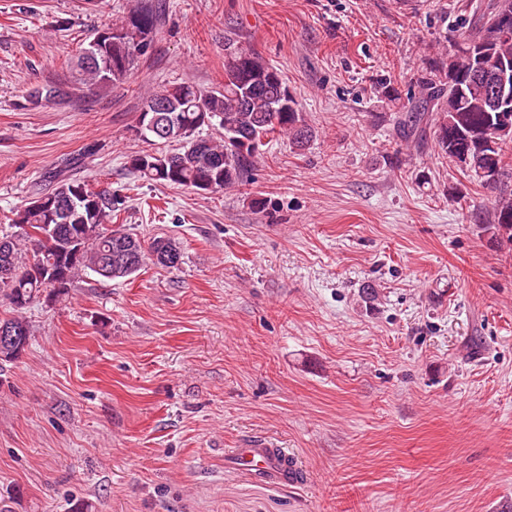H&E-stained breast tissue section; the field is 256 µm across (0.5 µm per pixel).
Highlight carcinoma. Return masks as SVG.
<instances>
[{"label": "carcinoma", "mask_w": 512, "mask_h": 512, "mask_svg": "<svg viewBox=\"0 0 512 512\" xmlns=\"http://www.w3.org/2000/svg\"><path fill=\"white\" fill-rule=\"evenodd\" d=\"M475 20L465 27L448 59L429 62V77L420 84V97L399 120L407 132L418 137L434 126L441 152L455 161L467 154V176L482 185V171L490 169L497 179L507 176L506 159L512 154V128L496 134L497 146L487 149L483 134L497 124L501 104L492 95L498 63L512 66V33L499 29V16L512 13V0H481L470 4ZM160 27V13L150 2L135 5L123 19L97 31L86 45L71 55L75 81L99 92L123 83L138 60L146 56ZM224 85L204 89L192 83L164 87L149 94L141 108L164 98L169 110L160 122L174 124L178 133L170 138L146 136L154 146L128 157V168L140 178L176 185L197 192L221 191L243 184L244 175L260 155L261 147L276 136L288 138L301 152L314 131L305 121L296 99H278L283 83L279 73L251 46L229 39L224 43ZM68 86H37L23 93L32 106L70 101ZM218 120L223 129L218 140L200 135L204 126ZM54 199L50 206L27 202L12 210L11 233L0 234V294L15 314L0 318L19 328L3 352L4 362H15L29 345L30 329L22 310L33 302L58 298L77 278L99 264L112 260V279L126 280L149 259L169 267L167 257L181 256L180 244L156 239L146 246L122 224L112 223L118 201L112 191L89 192V184L75 179H56L54 187L40 194ZM498 231L512 242V199L502 198L493 207ZM80 240L81 254L68 248Z\"/></svg>", "instance_id": "carcinoma-1"}]
</instances>
